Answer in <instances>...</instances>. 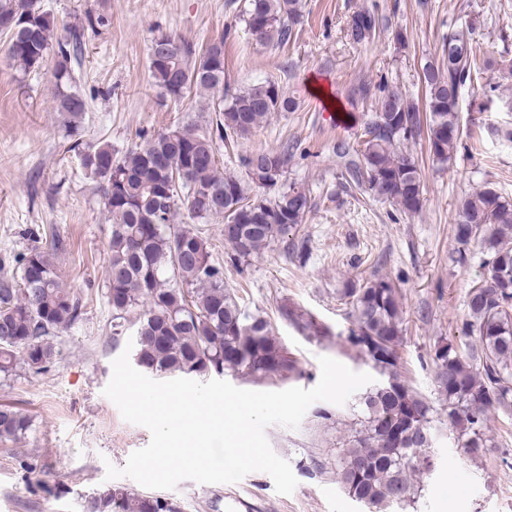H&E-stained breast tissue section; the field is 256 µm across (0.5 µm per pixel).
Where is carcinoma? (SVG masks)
I'll list each match as a JSON object with an SVG mask.
<instances>
[{
	"mask_svg": "<svg viewBox=\"0 0 512 512\" xmlns=\"http://www.w3.org/2000/svg\"><path fill=\"white\" fill-rule=\"evenodd\" d=\"M300 0H247L244 22L264 45H283L301 21ZM105 17L87 16L86 28L57 34L55 17L38 0H0V35L8 57L23 71L40 67L55 54L54 77L60 111L79 120L88 109L76 91H65L81 62L85 30L96 31ZM475 22L466 20L443 42L453 56L443 68L422 67L424 107L385 81L363 83L361 98L376 108L357 147H336L345 174L369 195L413 214L422 208L421 170L407 145L427 141L434 162L453 160L463 140L460 104L464 96H488L491 83L479 82ZM379 31L371 10L351 17L347 35L366 42ZM169 46L166 57L149 59L156 86L176 100L224 89V37L195 45L172 34L153 43ZM297 108L271 81L225 94L212 111L218 135L190 126L163 131L143 145L119 152L108 143L79 154L85 173L101 185L112 221L107 252L105 297L112 308L113 335L125 334L131 313L133 356L140 368L159 375L287 379L297 361L263 315L246 311L224 280L207 240L185 224L224 219L227 261L233 265L260 254L288 228L303 223L312 203L305 188L291 184L274 199L251 193L275 186L284 174L283 153L257 150L242 159L246 177L218 167L217 140L244 137L275 112ZM457 240L475 244L482 277L467 296L463 325L471 338L466 350L442 339L432 364L438 401L416 392L401 377L403 318L397 289L383 277L349 280L341 295L352 326L346 341L386 386L366 388L350 406L353 423L340 441L334 467L341 488L367 512H399L422 490L421 477L434 467L431 448L436 423L448 424L457 446L477 456L488 447L489 416L512 406V198L492 187L464 199L454 225ZM279 317L305 336L331 335L329 327L296 306L278 308ZM82 303L62 288L54 246L35 247L19 260L18 278L0 282V373L23 366L42 374L60 356L55 333L74 325ZM30 419L0 407V441L25 434ZM84 512H181L170 498L106 488L85 500Z\"/></svg>",
	"mask_w": 512,
	"mask_h": 512,
	"instance_id": "1",
	"label": "carcinoma"
}]
</instances>
